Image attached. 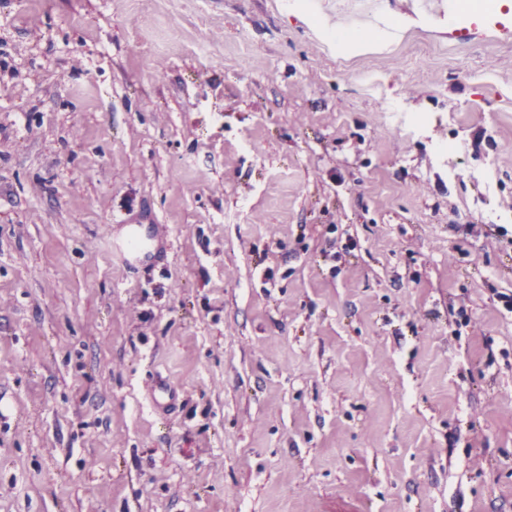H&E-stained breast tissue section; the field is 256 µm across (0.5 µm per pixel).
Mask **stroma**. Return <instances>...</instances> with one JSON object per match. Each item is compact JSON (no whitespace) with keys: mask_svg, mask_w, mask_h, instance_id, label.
Wrapping results in <instances>:
<instances>
[{"mask_svg":"<svg viewBox=\"0 0 512 512\" xmlns=\"http://www.w3.org/2000/svg\"><path fill=\"white\" fill-rule=\"evenodd\" d=\"M385 10L0 0V512H512V0ZM112 249L128 265L141 263L142 258L148 253L147 244L134 231H131L122 243L113 242Z\"/></svg>","mask_w":512,"mask_h":512,"instance_id":"stroma-1","label":"stroma"}]
</instances>
